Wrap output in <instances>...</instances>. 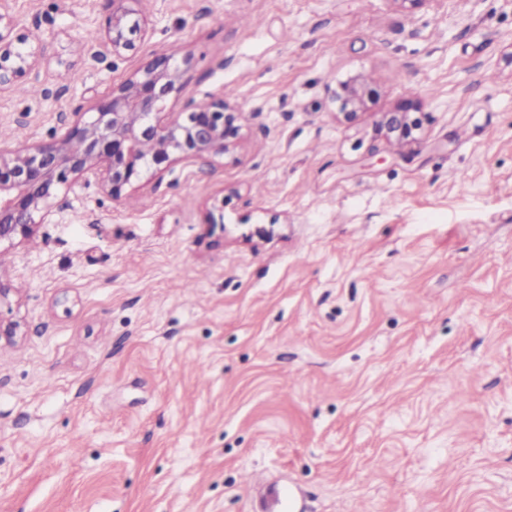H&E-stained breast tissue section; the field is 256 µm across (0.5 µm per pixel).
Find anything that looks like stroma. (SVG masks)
<instances>
[{
  "label": "stroma",
  "mask_w": 512,
  "mask_h": 512,
  "mask_svg": "<svg viewBox=\"0 0 512 512\" xmlns=\"http://www.w3.org/2000/svg\"><path fill=\"white\" fill-rule=\"evenodd\" d=\"M140 7L101 58L109 0H9L45 61L0 148L173 52L243 137L116 200L76 184L0 253V512H255L271 476L296 512H512V0ZM109 1L112 9L106 14L97 38L96 54L102 58L132 50L146 34V20L136 7L140 0ZM363 85L364 83L357 80L342 85L341 92L338 94V97L342 100V111L337 113L342 117V120L346 122L352 121L358 111L363 108ZM418 109V103L407 99L401 102L390 112L382 114L378 122V132L389 141L394 139L402 142L412 137L413 131L420 126L419 119L412 118L411 112Z\"/></svg>",
  "instance_id": "35a3bbf8"
}]
</instances>
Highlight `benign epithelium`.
Returning a JSON list of instances; mask_svg holds the SVG:
<instances>
[{"label": "benign epithelium", "mask_w": 512, "mask_h": 512, "mask_svg": "<svg viewBox=\"0 0 512 512\" xmlns=\"http://www.w3.org/2000/svg\"><path fill=\"white\" fill-rule=\"evenodd\" d=\"M97 38L96 54L120 56L146 34L139 0H110ZM43 56L0 31V90L25 80ZM188 59L159 55L123 81L112 93L93 97L84 110L72 113L64 131L48 142L23 143L0 150V243L27 238L33 227L51 220L50 200L76 181L95 182L112 199L147 173H163L176 160L206 163L240 139L241 107L222 95L208 107L192 99L180 111L167 112L179 100ZM338 115L352 121L364 106L363 83L342 85ZM407 99L382 114L378 132L401 142L412 137L420 121Z\"/></svg>", "instance_id": "7a95c632"}]
</instances>
